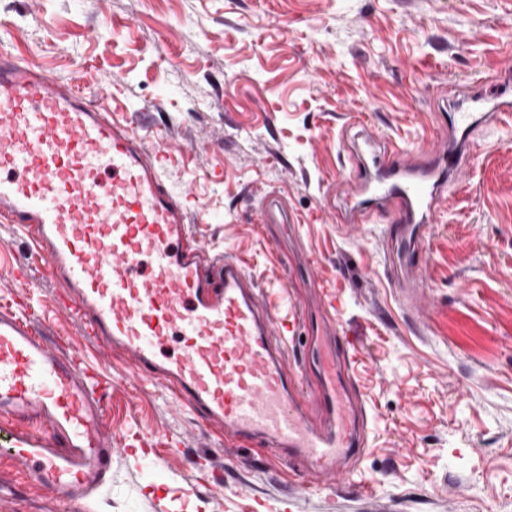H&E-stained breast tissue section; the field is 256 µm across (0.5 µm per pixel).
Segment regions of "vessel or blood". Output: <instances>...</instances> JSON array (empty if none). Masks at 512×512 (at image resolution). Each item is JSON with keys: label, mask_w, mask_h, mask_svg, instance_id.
<instances>
[{"label": "vessel or blood", "mask_w": 512, "mask_h": 512, "mask_svg": "<svg viewBox=\"0 0 512 512\" xmlns=\"http://www.w3.org/2000/svg\"><path fill=\"white\" fill-rule=\"evenodd\" d=\"M509 119L512 100L496 91L452 109L447 140L412 153L365 134L379 152L343 183L347 223L392 211L405 265L420 270L419 245L461 183L474 133ZM165 148L87 106L78 80L0 50V218L27 230L66 309L230 445L257 441L313 477L349 480L365 419L346 350L321 337L318 378L306 381L305 352H289L253 277L191 235L182 199L162 185ZM109 388L59 356L28 307H0V458L51 501L79 508L106 483Z\"/></svg>", "instance_id": "1"}]
</instances>
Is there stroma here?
Wrapping results in <instances>:
<instances>
[{"label": "stroma", "instance_id": "obj_1", "mask_svg": "<svg viewBox=\"0 0 512 512\" xmlns=\"http://www.w3.org/2000/svg\"><path fill=\"white\" fill-rule=\"evenodd\" d=\"M0 46L162 138L193 235L243 261L288 322L307 258L367 412L348 483L227 446L62 314L60 286L0 219V304L29 303L49 339L113 378L108 424L157 450L152 468L116 455L84 512H512V127L473 149L415 281L397 279L391 213L338 221L365 133L414 145L442 131L444 106L497 86L512 0H0ZM274 197L293 223H262ZM45 510L0 460V512Z\"/></svg>", "mask_w": 512, "mask_h": 512}]
</instances>
